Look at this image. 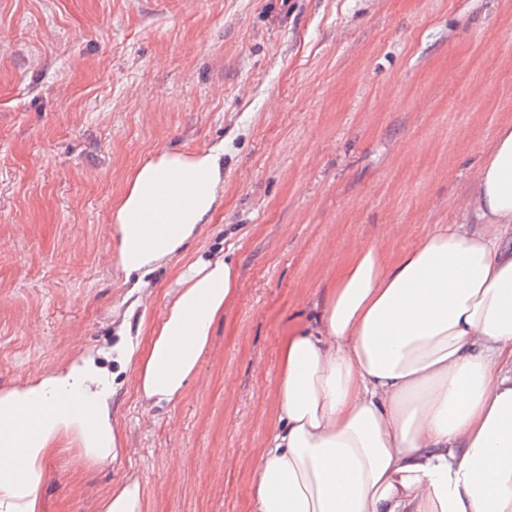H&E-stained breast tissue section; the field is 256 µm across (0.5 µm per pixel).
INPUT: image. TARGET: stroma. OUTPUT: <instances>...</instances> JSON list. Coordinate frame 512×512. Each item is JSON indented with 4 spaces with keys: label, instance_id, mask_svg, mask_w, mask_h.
Listing matches in <instances>:
<instances>
[{
    "label": "stroma",
    "instance_id": "35a3bbf8",
    "mask_svg": "<svg viewBox=\"0 0 512 512\" xmlns=\"http://www.w3.org/2000/svg\"><path fill=\"white\" fill-rule=\"evenodd\" d=\"M512 125V0H0V387L108 341L127 305L112 205L152 151L224 145L188 250L237 285L184 397L113 408L120 462H49L45 512H253L284 346L360 248L394 256L467 203ZM145 493L138 480L115 484L100 499V512H144Z\"/></svg>",
    "mask_w": 512,
    "mask_h": 512
}]
</instances>
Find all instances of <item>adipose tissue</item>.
Masks as SVG:
<instances>
[{"mask_svg": "<svg viewBox=\"0 0 512 512\" xmlns=\"http://www.w3.org/2000/svg\"><path fill=\"white\" fill-rule=\"evenodd\" d=\"M224 201V146L153 151L112 206V262L145 275L181 263L147 338L112 347L145 407L181 399L237 282L223 250L187 249ZM470 208L390 257L369 245L339 270L322 313L288 343L276 427L250 480L254 512H512V125ZM103 350L0 387V512H43L48 462L124 452Z\"/></svg>", "mask_w": 512, "mask_h": 512, "instance_id": "adipose-tissue-1", "label": "adipose tissue"}]
</instances>
